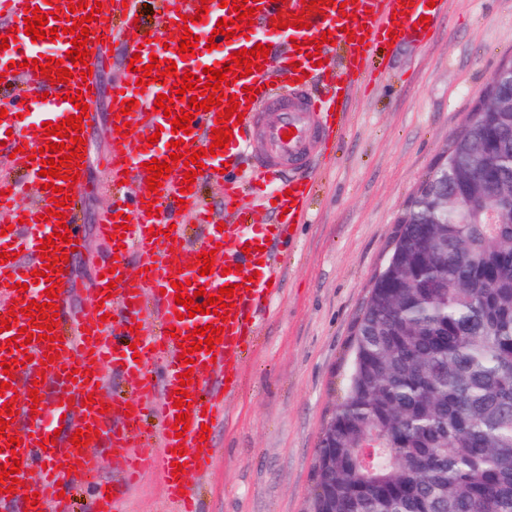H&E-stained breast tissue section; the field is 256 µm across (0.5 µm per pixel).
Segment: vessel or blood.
Here are the masks:
<instances>
[{
    "label": "vessel or blood",
    "mask_w": 512,
    "mask_h": 512,
    "mask_svg": "<svg viewBox=\"0 0 512 512\" xmlns=\"http://www.w3.org/2000/svg\"><path fill=\"white\" fill-rule=\"evenodd\" d=\"M103 7L95 22L89 23L88 50H102V42L114 37L122 47L123 61L140 57L149 64L151 57L160 62L175 61L177 72L168 76L166 84H136L137 73L128 72L126 82L112 86L110 150L105 165L113 182L147 179L145 165L151 160L170 162L171 172L157 190L142 192L141 196L114 203L101 216L97 232L104 242H111L115 228L129 224L118 252L119 265L115 272L96 280L93 293L96 306L75 310L68 305V273H60L56 293L59 307L54 336L63 340L59 360L45 363L46 342L25 345L13 342L14 331L29 326L28 318H19L9 330L0 332V358L13 356L15 363L10 374L0 373V383L11 387L0 395V418L4 405L13 404L14 423L0 434V465L20 462L21 475L40 470L41 478L34 484H14L12 494H0V512H43L45 501L56 504V512H68V500L60 495L62 474L53 466L64 459L74 466L79 478L93 481L100 456H118L128 475L145 469L158 472L174 512H200V504L185 490L186 476L204 474L215 455L213 438H201L202 426L217 428L226 418L225 402L240 389L241 367L249 355L262 325L270 314L283 277V261L289 241L294 237V225L308 218L312 199V183L297 174L309 162L308 144L317 138L330 142L342 136L346 122L335 115L339 95L366 79L370 60L378 44L387 42V32L401 24L403 33H414L420 43H427L431 30L418 27L419 18H439L448 7V0H413L406 14H398V0H348L345 7L326 5L324 10L303 7L301 0H248L254 8L253 36L236 32L225 39L216 31L221 19L229 18L221 0H210L204 22L193 24L198 35V48L216 41L220 50L219 67L231 64L234 52L253 48L262 43L270 48L268 61L262 70L253 71L235 84L224 87L225 95L241 94L247 87L257 93L234 134L229 146L216 156L204 157L202 178L224 188V205L212 210L203 206L197 193L184 191L183 163H171L170 141H182L184 147L196 151L210 147L217 111L196 110L190 133L173 130V117L187 112L188 104L175 101L170 113L154 112L158 95L170 94L171 86L180 82L183 74L193 73L200 83L208 76L193 61L181 60L178 43H164L167 30L180 25L182 16L195 15L201 0H161L162 10L152 26L139 24L141 0H101ZM71 0H0V35L23 26L26 9L39 8L48 12L50 6L60 9L57 27L66 25ZM303 11L306 28L276 29L273 18L289 17ZM331 31L334 44L315 47L324 31ZM72 37L63 33L57 59L71 72L69 81L51 83L43 78L31 63L44 52L43 41L28 43L19 48L10 42L0 49V69L17 64V82L23 86V96L13 99L6 117L0 118V142L12 153L13 167L26 172L36 189V199L28 206L19 205L22 187L9 176H0V214H8L13 229L0 236V253L15 252L16 257L0 265V305L11 306L15 301L46 302L45 283H34L32 271L42 270L39 244L52 235L55 222L43 220L50 206L51 190L45 189L41 172L44 160L52 159L42 137L43 124L55 123L74 115L73 102L67 101V91L81 90L85 103H93L97 86L82 80L84 65L72 63L66 53L71 50ZM301 49H294V42ZM321 66H314V59ZM319 76L328 74L329 83L323 96H313L306 81H296L295 73ZM135 99L130 115L120 113L123 99ZM275 108L277 118L272 124L260 125V115ZM130 124L133 133L121 136L117 126ZM290 139H283V132ZM157 143H149L151 135ZM262 137L266 149L253 151L255 137ZM273 180L276 183L274 205L246 202V192L257 183ZM155 203V212H148V203ZM214 252L212 273L203 275L194 263L202 252ZM136 256L141 272L138 278L125 275V261ZM239 274H232V267ZM183 283L180 291L193 296L195 290L217 294L220 287L234 286L233 305L226 319L214 314H196L177 319L175 283ZM109 321H102V314ZM213 325L221 331L213 352L197 351L193 365L183 363L179 345L194 329ZM111 362L112 370L124 378L137 396L130 405L107 400L99 390V376L91 374L88 381H71L70 370L89 371L92 363ZM190 373L186 386L191 405L189 428L183 437H176V390L181 386V373ZM38 388L37 398H30L31 388ZM92 407H83L85 399ZM157 417L153 453H143L139 432L144 411ZM92 428L96 437L87 445L73 446L76 430ZM20 441L17 448L7 446L8 438ZM183 461L181 474H174L172 464ZM39 494L40 502L28 504L27 495Z\"/></svg>",
    "instance_id": "1"
}]
</instances>
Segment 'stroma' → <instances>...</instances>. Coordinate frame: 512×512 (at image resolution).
Masks as SVG:
<instances>
[{
	"label": "stroma",
	"mask_w": 512,
	"mask_h": 512,
	"mask_svg": "<svg viewBox=\"0 0 512 512\" xmlns=\"http://www.w3.org/2000/svg\"><path fill=\"white\" fill-rule=\"evenodd\" d=\"M512 59V0H449L429 45L413 39L378 50L376 85L354 88L349 125L330 146L312 140L316 193L308 222L288 246L283 288L218 426L210 473L189 475L202 512H305L315 450L342 388L352 325L385 262L396 219L468 119L494 72ZM124 72L110 64L87 136L79 191L84 236L71 266L73 308L95 302L88 286L110 256L96 225L115 197L102 165L110 147L108 104ZM123 512H167L161 483L146 471L119 500Z\"/></svg>",
	"instance_id": "obj_1"
}]
</instances>
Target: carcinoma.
<instances>
[{"label": "carcinoma", "instance_id": "1", "mask_svg": "<svg viewBox=\"0 0 512 512\" xmlns=\"http://www.w3.org/2000/svg\"><path fill=\"white\" fill-rule=\"evenodd\" d=\"M511 197L512 112L472 114L355 319L308 512H512Z\"/></svg>", "mask_w": 512, "mask_h": 512}]
</instances>
